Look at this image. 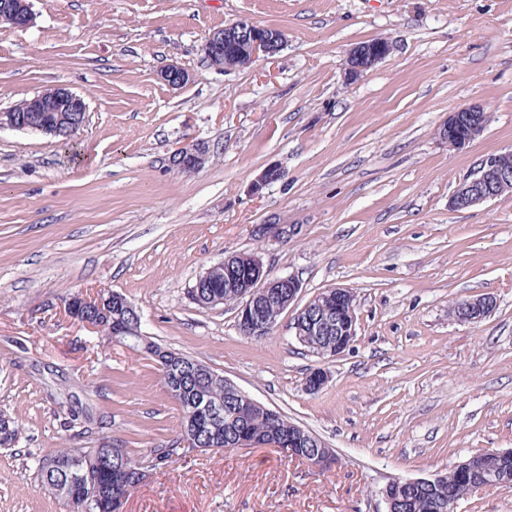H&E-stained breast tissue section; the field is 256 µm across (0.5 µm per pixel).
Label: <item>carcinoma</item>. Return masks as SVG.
Masks as SVG:
<instances>
[{"mask_svg": "<svg viewBox=\"0 0 512 512\" xmlns=\"http://www.w3.org/2000/svg\"><path fill=\"white\" fill-rule=\"evenodd\" d=\"M232 273L224 271L220 265L213 269L208 278L194 282L189 290L190 299L201 309H213L234 303V291L227 288ZM263 315L270 326H275L283 313L282 297L275 294L265 299ZM121 343L136 350L148 346V359L165 371L166 360L151 356L152 349H162V345L151 337L135 333L121 340ZM173 353L188 362L183 372V393L175 398L181 412L180 436L192 442L194 448L210 447L212 434H217L229 443L247 435L263 437L267 435L286 436L296 432L294 422L285 415L262 407L242 418L237 416L236 395L224 385V376L214 374L209 366L198 359L178 350ZM220 404L221 417L211 423L202 422L198 426H187L189 406L199 394ZM155 457L129 455L135 461L146 464L149 471L167 466L186 457L182 450L172 453L166 448L152 450ZM101 448H59L35 460L40 489L54 497L66 512H113L112 502L120 501L129 495V487L137 484L136 476L125 481L112 477V468L102 462ZM512 473V461H501L494 457L475 460L471 474L451 469L438 484L432 486L407 485L399 482L390 488V495L396 499L395 512H454L455 503L465 499L466 485L483 482V478L494 472Z\"/></svg>", "mask_w": 512, "mask_h": 512, "instance_id": "cac0c4a2", "label": "carcinoma"}]
</instances>
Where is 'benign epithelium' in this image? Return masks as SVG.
<instances>
[{"label": "benign epithelium", "instance_id": "benign-epithelium-1", "mask_svg": "<svg viewBox=\"0 0 512 512\" xmlns=\"http://www.w3.org/2000/svg\"><path fill=\"white\" fill-rule=\"evenodd\" d=\"M0 18L15 27H25L31 22L29 0H3L0 3ZM284 35L269 31L265 26L242 18L220 29L213 31L203 45L205 54L218 57L224 51L239 56L245 65H250L260 58H269L282 50ZM393 50V44L386 43L378 48L370 45L358 46L349 50L344 68V76L348 83L357 82L368 69L385 59ZM160 78L168 85L179 87L190 80V74L184 68L170 65L160 72ZM36 117H30L25 111L14 108L0 113V128L9 127L17 130L36 129L41 133L68 138L76 134L86 123V103L83 98L63 85L55 87L54 93L48 98L38 99L33 106ZM489 122V113L481 104L463 106L448 114L442 132L453 136L458 148L464 149L475 141L485 130ZM210 149L204 142H196L178 148L170 156L172 168L182 173H195L201 170L209 160ZM282 172L277 167L264 169L252 182L255 193L260 192L268 184L280 179ZM512 190V151H504L487 158L473 174L460 183L453 192L449 206L454 210L468 209L484 202L493 200L505 192ZM256 234L264 239L284 242L296 234V226L292 224H261ZM230 287L237 293L236 305L237 326L246 336H260L270 329L260 315L258 302L280 288L288 289L283 297L285 305L293 304L302 291L303 284L299 277L289 274L275 276L265 267L262 258L257 254L247 256V269L243 276L230 280ZM110 291L101 289L92 295L77 293L66 302V310L71 318L83 325L100 331L102 325L96 316L80 313V310L100 309L106 303L104 296ZM325 297L336 301V313L326 317L302 318L310 309L305 304L297 311L294 323V336L300 341L305 337H313L319 333L336 328V344L331 349V357L343 354L355 341L357 336V307L352 304L354 293L343 287L327 290ZM496 306L490 296H478L465 301L464 314L457 317V322L473 324L490 314ZM301 439L295 436L256 442L241 438L230 448L275 447L285 451L292 458H301L296 451ZM104 460L118 472H130L138 463L129 460L120 448H110L103 455Z\"/></svg>", "mask_w": 512, "mask_h": 512}]
</instances>
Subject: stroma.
I'll list each match as a JSON object with an SVG mask.
<instances>
[{
	"label": "stroma",
	"instance_id": "stroma-1",
	"mask_svg": "<svg viewBox=\"0 0 512 512\" xmlns=\"http://www.w3.org/2000/svg\"><path fill=\"white\" fill-rule=\"evenodd\" d=\"M0 22V112L45 89L82 96L71 140L0 129V410L20 432L0 448V512H62L35 460L63 447L132 454L167 446L180 410L154 364L66 312L76 293L124 294L144 335L194 356L309 429L338 463L321 471L274 447L197 452L154 470L122 512H387L394 480L512 449V193L455 211L484 159L512 150V0H29ZM247 17L280 29L279 55L230 71L206 60L215 29ZM389 56L347 83L348 51ZM176 64L191 75L159 78ZM478 103L483 134L449 149V112ZM209 145L204 168L173 169ZM283 176L253 193L266 166ZM261 224H294L259 243ZM260 251L303 283L357 296V336L325 361L285 310L243 336L236 309L188 290L230 253ZM497 302L473 324L449 313ZM328 373L305 389L316 368ZM0 18L15 27H25L31 22L30 4L27 0H2ZM210 149L205 142H196L178 148L170 156L172 168L182 173H195L209 160ZM464 303L463 301L455 302L450 308V314L456 318L458 309ZM496 306L494 299L490 296H478L473 299L466 300L464 303L465 311L463 315L457 317V322L463 324H473L481 321L490 314Z\"/></svg>",
	"mask_w": 512,
	"mask_h": 512
}]
</instances>
